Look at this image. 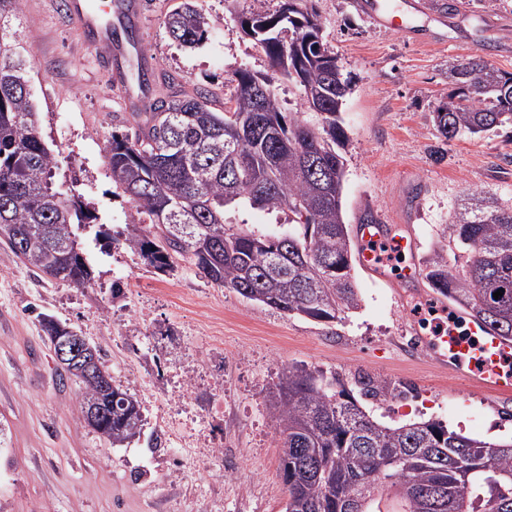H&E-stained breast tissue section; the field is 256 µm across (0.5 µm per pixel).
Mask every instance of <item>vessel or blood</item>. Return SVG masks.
I'll use <instances>...</instances> for the list:
<instances>
[{
  "mask_svg": "<svg viewBox=\"0 0 512 512\" xmlns=\"http://www.w3.org/2000/svg\"><path fill=\"white\" fill-rule=\"evenodd\" d=\"M360 7L376 22L401 29L408 26L406 16L397 13L389 0H362ZM67 9L79 25L85 47L111 51L112 20L124 15L118 0H106L96 10L90 7L88 0H68ZM355 232L360 244L357 253L359 266L367 271L377 270L378 255L373 246L385 236L382 225L360 224ZM432 354L438 362L451 366L458 377L491 393L512 392V342L498 336L478 320L468 321L465 335L453 331L440 333Z\"/></svg>",
  "mask_w": 512,
  "mask_h": 512,
  "instance_id": "vessel-or-blood-1",
  "label": "vessel or blood"
}]
</instances>
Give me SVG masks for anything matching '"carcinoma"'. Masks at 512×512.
I'll list each match as a JSON object with an SVG mask.
<instances>
[{"label": "carcinoma", "instance_id": "1", "mask_svg": "<svg viewBox=\"0 0 512 512\" xmlns=\"http://www.w3.org/2000/svg\"><path fill=\"white\" fill-rule=\"evenodd\" d=\"M22 4L0 0V225H13L0 239L26 266L87 288L92 269L79 231L95 216L53 181L55 156L38 134L21 46L8 25ZM242 24L268 57L271 75L237 71L222 112L201 93L159 98L149 115L134 113L132 132L108 142L112 184L150 224L127 225L122 245L156 270L188 258L208 280L246 299L331 322L359 305L341 152L351 82L324 47L317 16L297 0ZM208 26L192 0L165 19L169 37L189 48L205 39ZM279 74L301 87L299 111L281 112L273 91ZM448 79V101L433 112L438 136L448 141L512 123V73L472 54L450 67ZM261 117L274 135H261ZM240 205L286 213L288 229L271 236L227 226L226 208ZM441 237L444 244L425 259L432 293L512 341V206L472 193ZM41 324L50 340L67 328L49 315ZM358 384L367 396L395 397L381 378L361 377ZM275 389L284 512H346L352 493L360 498L358 512H383L388 487L401 512H512V440L470 438L437 420L382 425L338 372L290 367ZM92 402L109 415L92 429L112 444L141 434L133 395L79 381L78 418Z\"/></svg>", "mask_w": 512, "mask_h": 512}]
</instances>
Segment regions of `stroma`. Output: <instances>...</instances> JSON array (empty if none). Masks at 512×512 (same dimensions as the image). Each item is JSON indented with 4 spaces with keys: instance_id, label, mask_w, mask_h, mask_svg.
<instances>
[{
    "instance_id": "stroma-1",
    "label": "stroma",
    "mask_w": 512,
    "mask_h": 512,
    "mask_svg": "<svg viewBox=\"0 0 512 512\" xmlns=\"http://www.w3.org/2000/svg\"><path fill=\"white\" fill-rule=\"evenodd\" d=\"M133 41L116 25L124 52L103 71L85 48L66 0H24L17 33L39 134L57 161L56 184L96 217L81 240L93 271L89 287L51 280L0 245V512H284L281 436L271 392L285 368L305 366L354 378L370 374L395 399L361 398L374 419L397 426L436 419L496 441L512 436V394L462 384L436 364L432 339L413 300L425 280L357 270L360 307L340 322L289 316L204 278L187 260L163 273L115 243L132 205L115 194L105 160L112 133L133 124L123 86L139 73L166 74L188 96L205 91L215 111L236 70L269 73L265 54L243 31L241 14L271 13L281 0H195L207 38L184 48L164 20L182 0H142ZM321 22L352 90L343 107L347 220L371 206L395 233L415 237L402 265L440 245L470 192L512 204V126L443 142L432 123L448 98L449 65L485 56L512 73V0H400L436 43L376 25L357 0H306ZM439 148L443 160L431 157ZM124 294L113 298V282ZM74 326L101 351L115 386L133 393L144 415L139 439L112 445L77 418V386L59 387L40 314Z\"/></svg>"
}]
</instances>
